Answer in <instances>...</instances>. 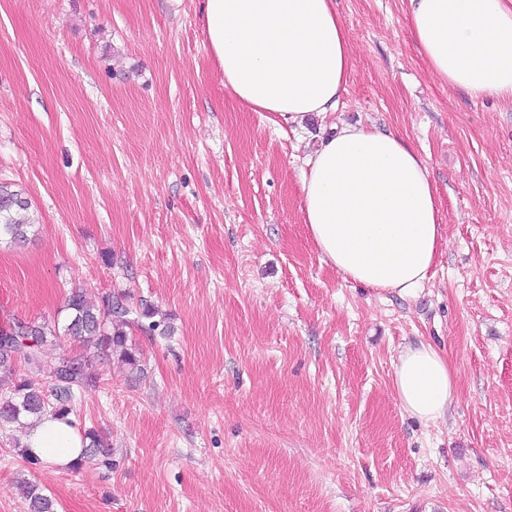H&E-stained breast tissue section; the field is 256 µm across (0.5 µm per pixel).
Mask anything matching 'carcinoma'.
Returning <instances> with one entry per match:
<instances>
[{
	"label": "carcinoma",
	"instance_id": "cac0c4a2",
	"mask_svg": "<svg viewBox=\"0 0 512 512\" xmlns=\"http://www.w3.org/2000/svg\"><path fill=\"white\" fill-rule=\"evenodd\" d=\"M31 202L25 191L0 181V242L20 244L28 240L33 222L29 218ZM68 318L63 327L16 319L0 328V372L17 375V366L30 372L39 371L45 363V346L59 335L71 336L82 344L76 352H62L49 365L50 391L26 375H18L10 395L0 399V422L19 423L28 416L52 413L63 418L73 411L80 390L97 384L88 354L102 350L116 352L130 368L141 374L139 350L129 343L125 331L113 327V322L125 323L129 308L124 299L106 296L98 305L87 301L80 289L66 298ZM86 444L81 457L98 459L112 465V449L95 430L84 432ZM28 512H55L53 500L37 485L22 486Z\"/></svg>",
	"mask_w": 512,
	"mask_h": 512
}]
</instances>
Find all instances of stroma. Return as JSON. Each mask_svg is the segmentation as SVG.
Listing matches in <instances>:
<instances>
[{"label": "stroma", "mask_w": 512, "mask_h": 512, "mask_svg": "<svg viewBox=\"0 0 512 512\" xmlns=\"http://www.w3.org/2000/svg\"><path fill=\"white\" fill-rule=\"evenodd\" d=\"M200 4L0 0V180L37 214L0 247V325L123 294L145 368L95 355L74 407L111 466L44 468L1 428L0 512L24 480L57 512H512V104L434 77L402 0H336L347 90L295 127L225 88ZM340 123L430 171L444 239L413 294L344 280L308 234L300 170ZM419 340L457 377L434 424L392 387Z\"/></svg>", "instance_id": "1"}]
</instances>
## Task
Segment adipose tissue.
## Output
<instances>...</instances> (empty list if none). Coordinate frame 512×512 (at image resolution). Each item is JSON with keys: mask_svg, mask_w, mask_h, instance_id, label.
I'll use <instances>...</instances> for the list:
<instances>
[{"mask_svg": "<svg viewBox=\"0 0 512 512\" xmlns=\"http://www.w3.org/2000/svg\"><path fill=\"white\" fill-rule=\"evenodd\" d=\"M413 38L431 73L473 98L512 102V0H405ZM201 24L224 86L245 106L291 125L335 111L350 70L335 0H202ZM303 215L323 260L377 291L411 293L429 278L443 230L424 160L398 133L333 128L300 175ZM393 387L404 413L430 424L458 392L432 343L407 345ZM84 439L72 418L29 419L27 457L71 467Z\"/></svg>", "mask_w": 512, "mask_h": 512, "instance_id": "adipose-tissue-1", "label": "adipose tissue"}]
</instances>
